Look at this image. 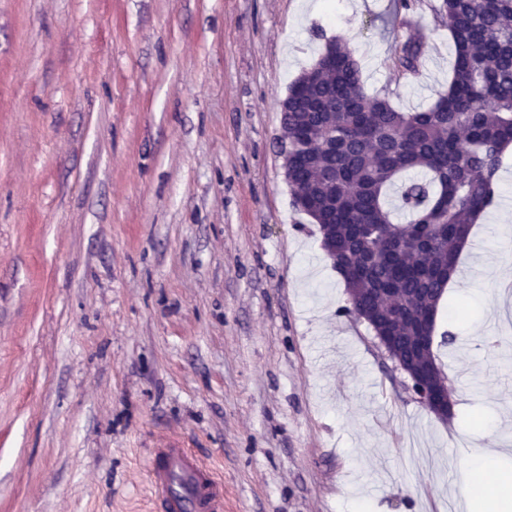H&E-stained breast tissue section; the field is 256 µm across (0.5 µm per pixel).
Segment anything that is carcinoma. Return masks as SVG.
Instances as JSON below:
<instances>
[{"label": "carcinoma", "instance_id": "cac0c4a2", "mask_svg": "<svg viewBox=\"0 0 512 512\" xmlns=\"http://www.w3.org/2000/svg\"><path fill=\"white\" fill-rule=\"evenodd\" d=\"M454 59L448 91L402 112L371 94L352 51L329 40L280 109L293 207L319 227L349 294L347 313L393 337L408 363L429 362L411 337L438 308L475 214L495 202L503 144L512 142V0H442ZM424 44L408 38L394 64L412 76ZM398 194L406 224L387 207Z\"/></svg>", "mask_w": 512, "mask_h": 512}]
</instances>
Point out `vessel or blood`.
<instances>
[{"instance_id": "vessel-or-blood-1", "label": "vessel or blood", "mask_w": 512, "mask_h": 512, "mask_svg": "<svg viewBox=\"0 0 512 512\" xmlns=\"http://www.w3.org/2000/svg\"><path fill=\"white\" fill-rule=\"evenodd\" d=\"M150 489L165 512H222L224 490L213 472L187 449L172 445L154 451Z\"/></svg>"}]
</instances>
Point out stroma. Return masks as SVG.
<instances>
[{"label": "stroma", "mask_w": 512, "mask_h": 512, "mask_svg": "<svg viewBox=\"0 0 512 512\" xmlns=\"http://www.w3.org/2000/svg\"><path fill=\"white\" fill-rule=\"evenodd\" d=\"M441 4L0 0V512H160L149 452L171 442L224 512H446L467 452L512 469V155L437 320L463 343L436 350L441 419L347 314L277 146L333 38L368 92L431 106ZM423 47L420 39L408 38L402 45L401 53L395 57V66L405 75L414 76L423 57Z\"/></svg>", "instance_id": "obj_1"}]
</instances>
